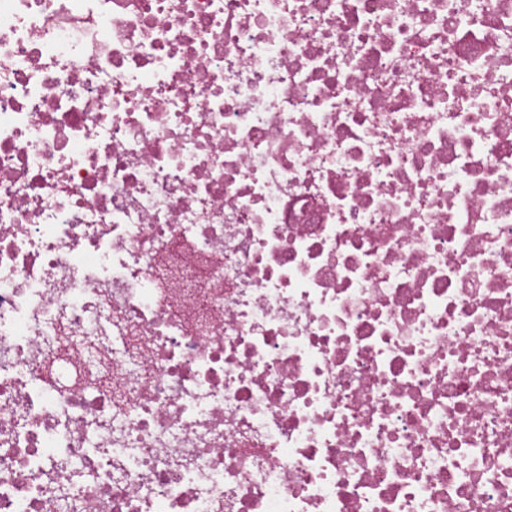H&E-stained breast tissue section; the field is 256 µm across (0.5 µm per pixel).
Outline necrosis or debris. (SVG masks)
<instances>
[{"label":"necrosis or debris","mask_w":512,"mask_h":512,"mask_svg":"<svg viewBox=\"0 0 512 512\" xmlns=\"http://www.w3.org/2000/svg\"><path fill=\"white\" fill-rule=\"evenodd\" d=\"M0 512H512V0H0Z\"/></svg>","instance_id":"4bbe7bcc"}]
</instances>
